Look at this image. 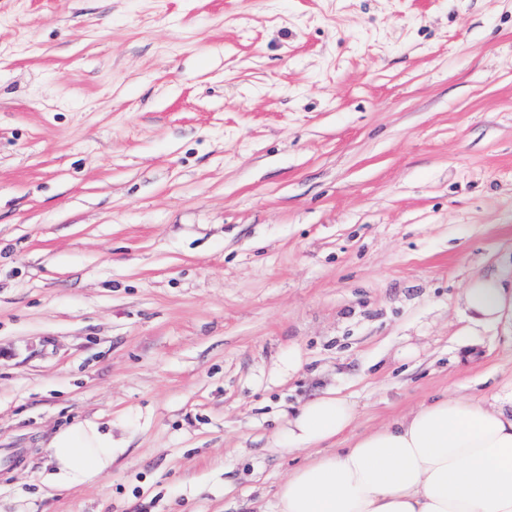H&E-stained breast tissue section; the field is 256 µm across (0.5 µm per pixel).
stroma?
<instances>
[{
    "instance_id": "obj_1",
    "label": "stroma",
    "mask_w": 512,
    "mask_h": 512,
    "mask_svg": "<svg viewBox=\"0 0 512 512\" xmlns=\"http://www.w3.org/2000/svg\"><path fill=\"white\" fill-rule=\"evenodd\" d=\"M512 0H0V512H266L354 433L512 392ZM112 425L63 490L46 449ZM459 300L470 323L503 325L512 333V285L507 287L499 276L471 281ZM114 448L111 423L85 420L61 429L47 448L51 478L63 487L83 484L112 468Z\"/></svg>"
}]
</instances>
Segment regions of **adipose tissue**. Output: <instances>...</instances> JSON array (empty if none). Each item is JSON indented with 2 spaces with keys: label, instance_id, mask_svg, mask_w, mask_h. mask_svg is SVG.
Segmentation results:
<instances>
[{
  "label": "adipose tissue",
  "instance_id": "1",
  "mask_svg": "<svg viewBox=\"0 0 512 512\" xmlns=\"http://www.w3.org/2000/svg\"><path fill=\"white\" fill-rule=\"evenodd\" d=\"M460 303L470 323L512 330V287L499 276L471 281ZM355 417L350 401L331 392L289 416L280 453L341 438L346 445L295 469L278 486L273 512H512V398L490 408L444 395L353 436ZM47 452L56 484H83L111 469L112 427L76 423Z\"/></svg>",
  "mask_w": 512,
  "mask_h": 512
}]
</instances>
